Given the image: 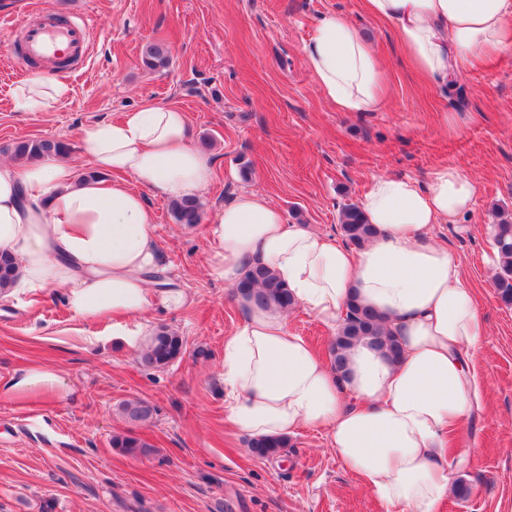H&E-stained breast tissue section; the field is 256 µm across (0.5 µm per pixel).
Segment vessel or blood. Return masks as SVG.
<instances>
[{
    "instance_id": "1",
    "label": "vessel or blood",
    "mask_w": 512,
    "mask_h": 512,
    "mask_svg": "<svg viewBox=\"0 0 512 512\" xmlns=\"http://www.w3.org/2000/svg\"><path fill=\"white\" fill-rule=\"evenodd\" d=\"M20 40L8 46L7 56L32 73L56 71L57 60L83 61L90 49L92 26L86 17L40 12L19 27Z\"/></svg>"
}]
</instances>
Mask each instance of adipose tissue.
<instances>
[{
  "label": "adipose tissue",
  "instance_id": "obj_1",
  "mask_svg": "<svg viewBox=\"0 0 512 512\" xmlns=\"http://www.w3.org/2000/svg\"><path fill=\"white\" fill-rule=\"evenodd\" d=\"M363 4L393 26L412 68L439 87L512 45V0ZM304 52L323 97L339 111L379 109L384 66L350 21L320 19ZM67 95L63 82L39 77L14 91L29 112L50 111ZM80 148L98 179L80 177L67 161L0 162V252L19 266L0 294L61 289L75 318L111 319L113 335L137 350V317L189 300L181 289L148 285L161 253L143 193L197 196L215 160L191 143L186 113L171 106L94 123L83 129ZM476 193L475 181L450 164L424 184L376 177L360 202L376 234L356 252L332 234L288 223L259 193L244 191L225 204L208 227L210 277L233 287L250 268L267 267L330 332L339 331L355 299L401 345L394 359L356 342L340 373L289 331L286 312L246 305L242 323L224 339L228 425L253 438L322 430L376 497L398 512H438L456 482L448 436L480 405L476 360L486 325L458 258L428 231L459 223Z\"/></svg>",
  "mask_w": 512,
  "mask_h": 512
}]
</instances>
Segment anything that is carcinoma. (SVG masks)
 Instances as JSON below:
<instances>
[{
	"instance_id": "cac0c4a2",
	"label": "carcinoma",
	"mask_w": 512,
	"mask_h": 512,
	"mask_svg": "<svg viewBox=\"0 0 512 512\" xmlns=\"http://www.w3.org/2000/svg\"><path fill=\"white\" fill-rule=\"evenodd\" d=\"M142 65L149 70L166 69L171 65V55L161 44L151 43L143 51ZM69 147L62 141L52 139L22 140L13 144L16 158L39 160L64 156ZM170 210L178 224L192 227L201 221L202 205L195 198H181L171 201ZM340 230L346 243L362 247L374 234L373 225L366 223L360 207L347 204L340 213ZM494 246L499 258V272L495 277V287L499 300L512 306V221L503 219L494 227ZM19 269L14 259L0 253V286L14 280ZM235 295H240L258 307L275 306L290 309L294 306L289 289L278 280L268 268L256 266L248 270L237 284ZM367 339L375 347L385 349L392 356L399 350L395 339L386 334L378 323L377 314L370 308L352 303L348 306L343 327L332 342L330 355L332 366L341 371L346 365V351L356 341ZM185 342L177 332L166 327L157 329L148 338L138 356V364L146 370H164L184 353ZM122 417L132 424H146L151 421L155 407L146 399L126 400L118 406ZM288 446L281 439L257 440L249 443L251 453L273 458ZM112 448L120 455L129 457L149 456L155 452L154 446L135 434L116 435L112 438Z\"/></svg>"
}]
</instances>
